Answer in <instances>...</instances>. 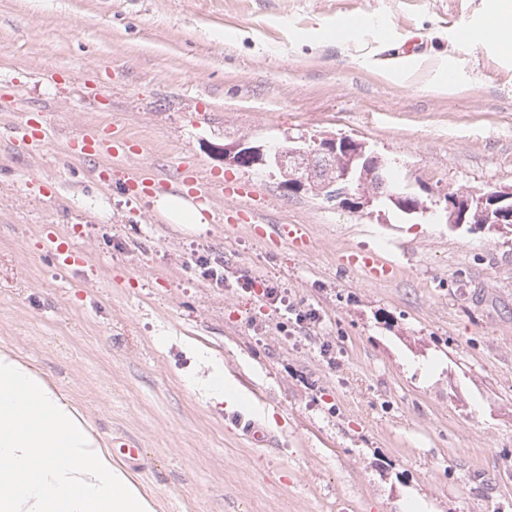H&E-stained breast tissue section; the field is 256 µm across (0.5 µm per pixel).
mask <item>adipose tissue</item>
I'll return each mask as SVG.
<instances>
[{
    "mask_svg": "<svg viewBox=\"0 0 512 512\" xmlns=\"http://www.w3.org/2000/svg\"><path fill=\"white\" fill-rule=\"evenodd\" d=\"M155 209L170 224L206 221L184 194L158 196ZM92 430L70 397L0 351V512H154Z\"/></svg>",
    "mask_w": 512,
    "mask_h": 512,
    "instance_id": "adipose-tissue-1",
    "label": "adipose tissue"
}]
</instances>
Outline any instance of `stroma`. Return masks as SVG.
Returning a JSON list of instances; mask_svg holds the SVG:
<instances>
[{"instance_id": "1", "label": "stroma", "mask_w": 512, "mask_h": 512, "mask_svg": "<svg viewBox=\"0 0 512 512\" xmlns=\"http://www.w3.org/2000/svg\"><path fill=\"white\" fill-rule=\"evenodd\" d=\"M490 0H0V350L74 400L154 512H512V236L352 213L224 160L225 137L348 135L426 203L512 185V46L463 39ZM412 63L382 61L410 38ZM50 119L31 150L24 122ZM116 125L113 166L251 182L263 217L166 224L99 182L72 137ZM79 262L56 263L49 238ZM397 268H347V252ZM224 284L195 276L198 256ZM278 288L297 326L244 279ZM244 389L211 397L213 364ZM275 442L252 445L250 423Z\"/></svg>"}]
</instances>
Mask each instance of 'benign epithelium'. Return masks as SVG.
I'll list each match as a JSON object with an SVG mask.
<instances>
[{
  "instance_id": "obj_1",
  "label": "benign epithelium",
  "mask_w": 512,
  "mask_h": 512,
  "mask_svg": "<svg viewBox=\"0 0 512 512\" xmlns=\"http://www.w3.org/2000/svg\"><path fill=\"white\" fill-rule=\"evenodd\" d=\"M293 146L284 147L247 137L224 142V160L243 168L260 165L280 173L290 190H312L320 198L335 202L352 212L375 214L374 201L380 192L413 215L426 205L413 192L404 195L386 190L384 162L367 150V145L350 137L323 136L309 141L291 139ZM364 181L372 191L353 190ZM479 202L482 223L493 224L506 235L512 233V186L472 196L450 193L443 208L446 223L459 228L467 223L472 201Z\"/></svg>"
}]
</instances>
